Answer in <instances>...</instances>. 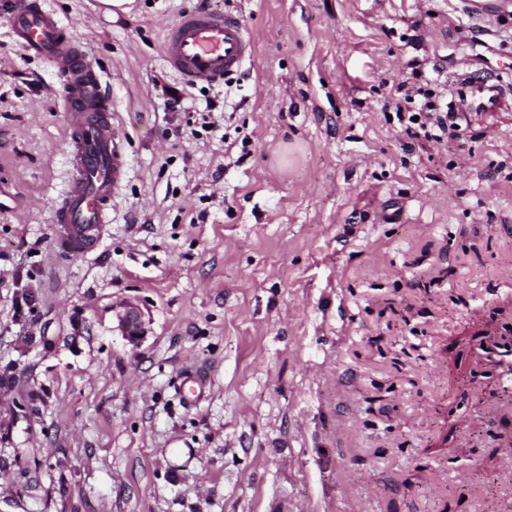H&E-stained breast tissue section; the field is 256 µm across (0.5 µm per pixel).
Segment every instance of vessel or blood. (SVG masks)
Wrapping results in <instances>:
<instances>
[{
  "label": "vessel or blood",
  "instance_id": "b4317fda",
  "mask_svg": "<svg viewBox=\"0 0 512 512\" xmlns=\"http://www.w3.org/2000/svg\"><path fill=\"white\" fill-rule=\"evenodd\" d=\"M10 24L23 55L47 61L62 81L72 177L54 222L60 228V249L78 257L94 245L101 225L109 223L112 193L126 167L112 99L95 58L45 0H14ZM163 29L165 62L194 86L223 82L255 53L245 26L218 9L188 11Z\"/></svg>",
  "mask_w": 512,
  "mask_h": 512
}]
</instances>
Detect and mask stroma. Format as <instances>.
<instances>
[{
    "instance_id": "35a3bbf8",
    "label": "stroma",
    "mask_w": 512,
    "mask_h": 512,
    "mask_svg": "<svg viewBox=\"0 0 512 512\" xmlns=\"http://www.w3.org/2000/svg\"><path fill=\"white\" fill-rule=\"evenodd\" d=\"M52 3L127 169L96 246L61 251L58 78L0 9V512H512V389L479 350L512 337V181L479 176L512 165V0L488 22L461 0ZM204 3L256 53L190 87L161 23ZM475 71L503 90L484 110L460 98ZM412 79L448 84L461 139L393 120ZM117 330L129 343L138 345L146 335L145 322L141 309L134 304H126L116 315Z\"/></svg>"
}]
</instances>
